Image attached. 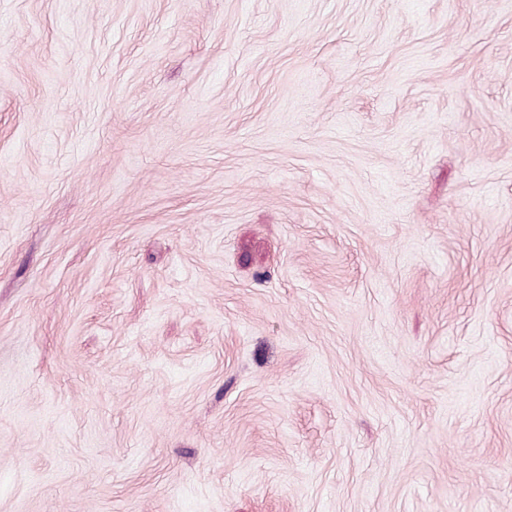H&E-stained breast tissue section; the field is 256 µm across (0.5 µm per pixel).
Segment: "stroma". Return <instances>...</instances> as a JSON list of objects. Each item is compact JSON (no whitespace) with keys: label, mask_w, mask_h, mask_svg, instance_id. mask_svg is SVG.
Instances as JSON below:
<instances>
[{"label":"stroma","mask_w":512,"mask_h":512,"mask_svg":"<svg viewBox=\"0 0 512 512\" xmlns=\"http://www.w3.org/2000/svg\"><path fill=\"white\" fill-rule=\"evenodd\" d=\"M0 512H512V0H0Z\"/></svg>","instance_id":"obj_1"}]
</instances>
